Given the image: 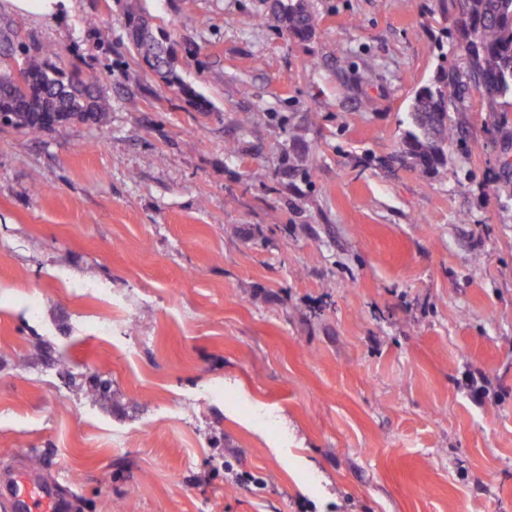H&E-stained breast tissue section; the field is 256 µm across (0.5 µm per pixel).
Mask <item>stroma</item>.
<instances>
[{"instance_id": "stroma-1", "label": "stroma", "mask_w": 512, "mask_h": 512, "mask_svg": "<svg viewBox=\"0 0 512 512\" xmlns=\"http://www.w3.org/2000/svg\"><path fill=\"white\" fill-rule=\"evenodd\" d=\"M271 3L143 0L205 115L120 25L98 51L115 0H0L111 73L102 123L0 127V474L74 512H512V103L469 91L420 177L406 109L460 62L457 10L307 0L300 40ZM19 9L35 11L44 19H53L70 0H11ZM85 24L96 36V47L100 50H109L112 47V20L105 19L97 14L89 15Z\"/></svg>"}]
</instances>
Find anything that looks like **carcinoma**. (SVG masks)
I'll use <instances>...</instances> for the list:
<instances>
[{"mask_svg": "<svg viewBox=\"0 0 512 512\" xmlns=\"http://www.w3.org/2000/svg\"><path fill=\"white\" fill-rule=\"evenodd\" d=\"M122 2L120 23L127 45L141 66L158 76L199 112L210 103L176 73L171 36L155 25L141 6L142 0ZM285 31L305 39L313 32V19L305 0H288L280 15ZM85 24L96 36V47H112V21L97 14ZM462 53L466 66L441 65L436 82L421 87L407 107L409 129L403 152L424 177L441 173L448 164L445 146L454 142L457 129L449 109L471 89L497 111L499 100L512 98V0H466L465 19L448 33ZM66 53L44 44L31 54L10 26H0V124L38 138L49 129L74 123L98 124L106 114L103 72L90 68L80 74L67 70ZM20 70L24 85H15L13 71ZM111 393L107 379L96 377L85 391L92 401Z\"/></svg>", "mask_w": 512, "mask_h": 512, "instance_id": "carcinoma-1", "label": "carcinoma"}]
</instances>
